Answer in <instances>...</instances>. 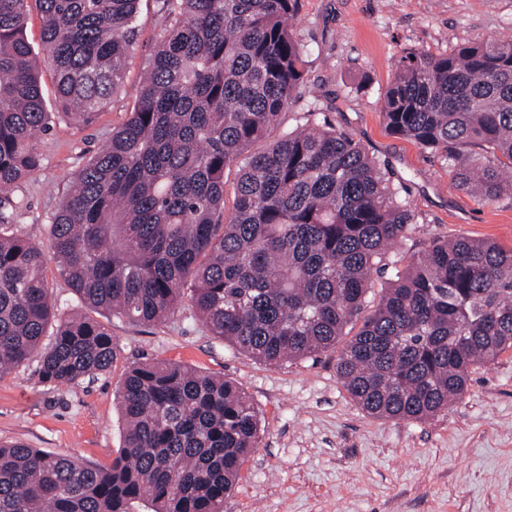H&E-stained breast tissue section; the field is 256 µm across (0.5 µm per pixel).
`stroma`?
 <instances>
[{
	"instance_id": "35a3bbf8",
	"label": "stroma",
	"mask_w": 512,
	"mask_h": 512,
	"mask_svg": "<svg viewBox=\"0 0 512 512\" xmlns=\"http://www.w3.org/2000/svg\"><path fill=\"white\" fill-rule=\"evenodd\" d=\"M168 26L163 0H141L125 79L93 123L53 120L39 133L40 171L13 195L15 221L42 249L70 176L136 104ZM306 92L283 116L351 134L381 164L415 215L389 260L406 265L430 238H488L512 249V198L482 202L456 188L444 162L390 134L381 103L403 52L434 54L512 35V0H300L294 21ZM119 352L106 375L71 387L43 383L37 358L0 375V443L109 465L123 446L117 393L128 367L167 359L235 380L262 419L259 445L224 512H512V349L470 375L466 392L425 420L377 419L349 396L336 359L278 367L233 350L182 305L144 327L112 320Z\"/></svg>"
}]
</instances>
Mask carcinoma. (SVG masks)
<instances>
[{
    "mask_svg": "<svg viewBox=\"0 0 512 512\" xmlns=\"http://www.w3.org/2000/svg\"><path fill=\"white\" fill-rule=\"evenodd\" d=\"M35 2L53 114L28 0H0V375L36 354L44 382L71 386L117 355L106 324L51 301L50 259L109 320L152 326L186 299L213 336L266 365L333 354L349 395L380 418L437 414L512 348V250L487 239H432L365 313L372 270L415 215L379 161L315 112L269 139L306 90L299 0H164L169 25L139 98L70 178L44 252L15 223L12 192L38 172L51 116L88 124L119 91L140 0ZM382 116L440 152L463 190L512 196V37L405 53ZM118 403L124 444L106 467L0 445V512H223L259 438L239 385L157 359L131 366ZM29 15L26 34L29 43L34 48L35 57L42 70V87L46 100L52 103L55 96V84L52 69L44 62L45 52L41 40V14L35 2H29Z\"/></svg>",
    "mask_w": 512,
    "mask_h": 512,
    "instance_id": "cac0c4a2",
    "label": "carcinoma"
}]
</instances>
